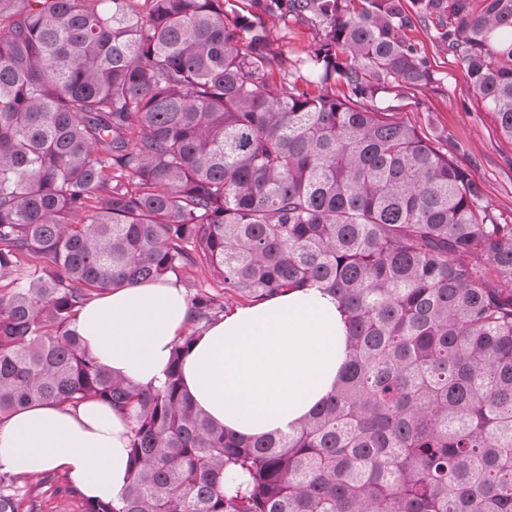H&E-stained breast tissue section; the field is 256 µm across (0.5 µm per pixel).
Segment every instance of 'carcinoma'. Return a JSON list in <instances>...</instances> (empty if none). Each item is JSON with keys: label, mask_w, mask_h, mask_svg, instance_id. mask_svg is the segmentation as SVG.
<instances>
[{"label": "carcinoma", "mask_w": 512, "mask_h": 512, "mask_svg": "<svg viewBox=\"0 0 512 512\" xmlns=\"http://www.w3.org/2000/svg\"><path fill=\"white\" fill-rule=\"evenodd\" d=\"M322 38L292 63L233 0H0V425L104 402L130 479L85 512H512V225L439 147L378 105L438 81L436 46L512 139V0H251ZM26 257L38 264L28 266ZM206 269L257 303L299 286L346 316L345 370L287 433L198 410L175 342L164 382L114 376L78 315L100 293ZM224 311L191 299L190 321ZM23 488L0 475V512Z\"/></svg>", "instance_id": "cac0c4a2"}]
</instances>
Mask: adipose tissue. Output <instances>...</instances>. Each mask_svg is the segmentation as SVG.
<instances>
[{
  "label": "adipose tissue",
  "instance_id": "adipose-tissue-1",
  "mask_svg": "<svg viewBox=\"0 0 512 512\" xmlns=\"http://www.w3.org/2000/svg\"><path fill=\"white\" fill-rule=\"evenodd\" d=\"M190 318L184 289L164 279L104 292L81 310L86 350L143 387L164 377ZM346 358L345 315L316 288L245 306L205 328L182 363L184 385L212 421L249 437L297 427L334 389ZM129 421L109 404L34 405L0 425V468L36 477L66 472L86 498L109 501L127 484Z\"/></svg>",
  "mask_w": 512,
  "mask_h": 512
}]
</instances>
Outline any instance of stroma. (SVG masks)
Returning a JSON list of instances; mask_svg holds the SVG:
<instances>
[{
	"mask_svg": "<svg viewBox=\"0 0 512 512\" xmlns=\"http://www.w3.org/2000/svg\"><path fill=\"white\" fill-rule=\"evenodd\" d=\"M266 25L276 45L292 57L313 50L321 38L320 29L307 22L270 19ZM436 26L433 18L415 23L406 37L428 56L437 83L429 89L392 90L385 94L381 104L423 131L441 132V148L453 153L481 184L484 201L499 223L512 224V141L501 136L495 113L488 110L472 88L464 69L451 55L437 50L433 40ZM56 479L53 488L39 484L34 477H20L16 483L37 497L42 512H84L81 496L66 491V475L57 473Z\"/></svg>",
	"mask_w": 512,
	"mask_h": 512,
	"instance_id": "1",
	"label": "stroma"
}]
</instances>
